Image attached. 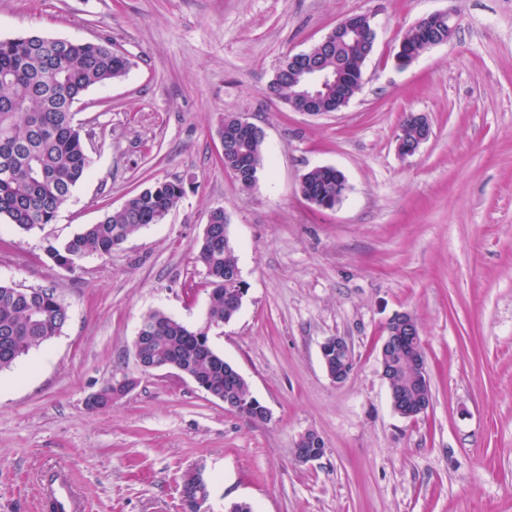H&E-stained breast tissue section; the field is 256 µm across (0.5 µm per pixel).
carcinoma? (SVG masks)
Listing matches in <instances>:
<instances>
[{"mask_svg": "<svg viewBox=\"0 0 512 512\" xmlns=\"http://www.w3.org/2000/svg\"><path fill=\"white\" fill-rule=\"evenodd\" d=\"M448 32V18H436L427 28L411 27L402 43L422 50L429 38ZM369 30L324 50L321 62L340 69L344 95L353 99L364 86L363 66L370 54ZM130 61L112 51L107 42L69 41L57 46L38 34L0 39V221L29 232L53 223L73 189L88 174L91 158L75 122L73 106L92 87L124 77ZM297 62L286 57L269 84L271 94L291 104L303 91L296 77ZM421 134V117L408 113L400 137L411 142ZM255 184L264 165V137L243 147ZM305 190L322 200H336L340 173L316 167L303 175ZM184 193L180 183L159 181L131 196L124 207L88 224L71 238L47 248L60 266L76 268L89 255L108 256L128 237L169 212ZM213 234L202 239L197 259L206 268L211 286L209 316L218 324L231 321L237 309L229 307L240 283L228 277L238 268L234 247L224 245V209L212 211ZM68 318L66 307L48 289H23L0 284V371L11 368L30 349L59 334ZM142 352L149 358L177 361L207 390L231 394L238 413L261 422L250 403L247 383L237 379L209 342L204 329L192 330L178 320L156 312L144 331Z\"/></svg>", "mask_w": 512, "mask_h": 512, "instance_id": "carcinoma-1", "label": "carcinoma"}]
</instances>
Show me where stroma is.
<instances>
[{"instance_id":"stroma-1","label":"stroma","mask_w":512,"mask_h":512,"mask_svg":"<svg viewBox=\"0 0 512 512\" xmlns=\"http://www.w3.org/2000/svg\"><path fill=\"white\" fill-rule=\"evenodd\" d=\"M443 10L452 39L398 68L402 35ZM354 14L376 40L346 108L310 116L267 95L286 56ZM29 33L108 38L131 67L74 105L93 163L55 221L0 224V281L54 290L68 311L60 335L0 371V512H40L58 472L83 512H181L180 477L199 463L215 512H512V0H0V39ZM408 113L432 135L403 157ZM228 115L265 133L254 186L224 168ZM320 166L347 179L332 209L300 193ZM158 180L184 186L163 223L73 271L48 258V243ZM218 207L246 295L209 337L269 409L264 423L134 356L150 313L205 326L197 253ZM399 312L416 319L429 371L431 405L414 420L379 375ZM331 336L356 360L340 384L321 357ZM125 375L128 395L88 408ZM308 430L325 453L300 463Z\"/></svg>"}]
</instances>
